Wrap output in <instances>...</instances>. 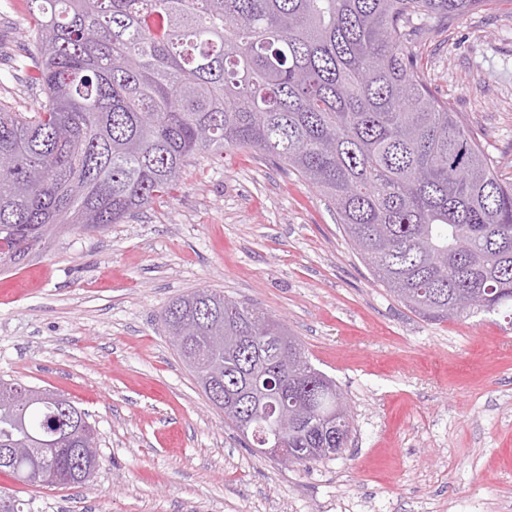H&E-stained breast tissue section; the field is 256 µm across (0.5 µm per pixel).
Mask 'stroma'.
<instances>
[{
    "instance_id": "stroma-1",
    "label": "stroma",
    "mask_w": 512,
    "mask_h": 512,
    "mask_svg": "<svg viewBox=\"0 0 512 512\" xmlns=\"http://www.w3.org/2000/svg\"><path fill=\"white\" fill-rule=\"evenodd\" d=\"M26 0H0V100L18 74ZM433 91L512 182V4L421 35ZM217 288L282 319L351 409L348 448L287 466L246 445L165 337L160 314ZM0 377L74 400L98 436L83 486L0 492L30 512H512V327L430 322L373 277L328 201L257 150L203 153L124 222L59 230L0 270Z\"/></svg>"
}]
</instances>
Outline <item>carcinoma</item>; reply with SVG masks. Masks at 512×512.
I'll list each match as a JSON object with an SVG mask.
<instances>
[{"label":"carcinoma","instance_id":"carcinoma-1","mask_svg":"<svg viewBox=\"0 0 512 512\" xmlns=\"http://www.w3.org/2000/svg\"><path fill=\"white\" fill-rule=\"evenodd\" d=\"M492 0H27L26 58L44 101H0V266L45 250L62 227L101 230L170 194L201 152L248 147L297 172L335 208L351 245L406 307L434 322L474 313L512 324V182L418 73L413 18L427 29ZM166 335L193 327L225 393L251 365L220 336L290 337L272 388L315 392L288 326L202 288L172 300ZM0 379V472L74 487L98 456L67 397L25 404ZM326 406L288 436L291 464L346 448L351 415ZM36 465L33 481L25 470Z\"/></svg>","mask_w":512,"mask_h":512}]
</instances>
